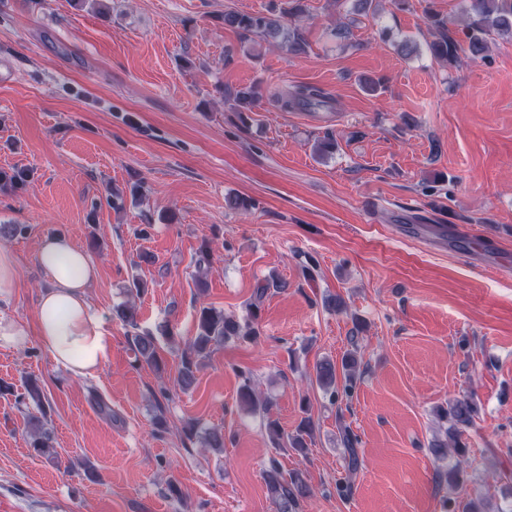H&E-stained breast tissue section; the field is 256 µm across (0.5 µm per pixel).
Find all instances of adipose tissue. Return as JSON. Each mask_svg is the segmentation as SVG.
<instances>
[{"label":"adipose tissue","instance_id":"1","mask_svg":"<svg viewBox=\"0 0 512 512\" xmlns=\"http://www.w3.org/2000/svg\"><path fill=\"white\" fill-rule=\"evenodd\" d=\"M38 262L47 286L38 296L34 334L54 362L71 375H94L111 353L106 320L88 297L98 269L64 234L41 240Z\"/></svg>","mask_w":512,"mask_h":512}]
</instances>
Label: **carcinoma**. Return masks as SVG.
<instances>
[{
	"mask_svg": "<svg viewBox=\"0 0 512 512\" xmlns=\"http://www.w3.org/2000/svg\"><path fill=\"white\" fill-rule=\"evenodd\" d=\"M306 9L305 0H286V7L277 17L262 13L242 14L227 11L224 13V25L235 29L245 40L253 36L278 40L288 53L295 56L304 55L309 48L305 36L298 30L289 29L282 22V18L303 15ZM428 18L432 25L440 29L438 40L430 45L431 55L450 66L453 65L462 47L448 35L447 24L438 13L428 11ZM467 18L468 51L473 56H479L486 51L494 37L512 33V0H469ZM261 99L262 94L257 85L241 89L235 94V101L241 112L255 111ZM277 102L286 109L325 105L328 100L324 93L315 87L299 86L291 94L277 98ZM278 287L280 282L275 278L265 279L256 285L253 298L249 303L250 318L243 324L212 307L204 306L200 309L197 334L180 359L178 382L182 388L188 389L195 383L196 373L202 361L210 354L212 346L229 341H253L259 336L260 305L268 292ZM112 312L125 324L136 327V311L131 302L113 306ZM350 341L352 350L344 356L341 366L338 367L336 363L326 360L315 368V381L332 405L336 404V398H338V375H343V392L348 397L351 396L354 382H356L357 336H351ZM128 342L136 362L150 367L157 373L164 370L166 362L158 351L155 337L135 332L128 337ZM23 400L32 402L39 410V414L29 417V424L35 428L36 434L33 448L37 453L51 460L53 459L51 437L44 430L41 420V415L45 414V398L36 381L30 379L26 382ZM239 403L251 411H260L266 415V433L272 448L277 451L290 448L300 455L307 453L315 432V423L311 417H303L294 432L290 434L284 432L278 421L272 417V401L260 397L248 378L244 379L241 386ZM477 414V406L468 397L455 398L448 401V404L438 407L437 417L449 423L446 429V437L449 441L434 445V452L441 456L447 455L448 443L451 442L457 453L465 454L466 444L462 442L461 436L466 429L474 425ZM341 434L342 442L348 452V470L353 472L359 466L357 452L359 439L348 427L341 428ZM264 481L276 512H301L303 500L310 495L309 485L302 472H283L279 461L273 457L269 467L264 471Z\"/></svg>",
	"mask_w": 512,
	"mask_h": 512,
	"instance_id": "1",
	"label": "carcinoma"
}]
</instances>
